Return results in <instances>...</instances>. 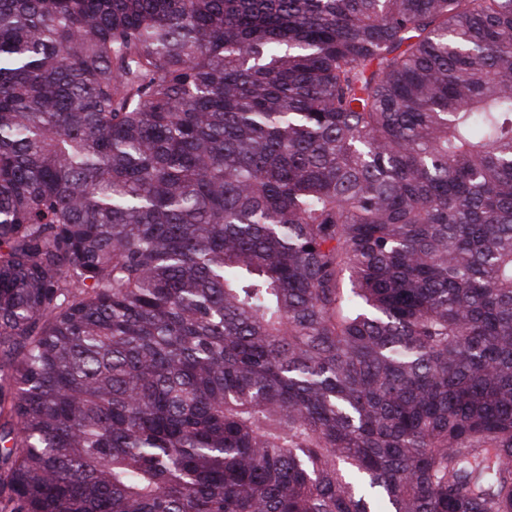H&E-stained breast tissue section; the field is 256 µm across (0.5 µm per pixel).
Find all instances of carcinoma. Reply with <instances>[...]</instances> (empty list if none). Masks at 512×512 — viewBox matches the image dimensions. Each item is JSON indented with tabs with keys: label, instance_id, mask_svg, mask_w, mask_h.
<instances>
[{
	"label": "carcinoma",
	"instance_id": "cac0c4a2",
	"mask_svg": "<svg viewBox=\"0 0 512 512\" xmlns=\"http://www.w3.org/2000/svg\"><path fill=\"white\" fill-rule=\"evenodd\" d=\"M0 512H512V0H0Z\"/></svg>",
	"mask_w": 512,
	"mask_h": 512
}]
</instances>
